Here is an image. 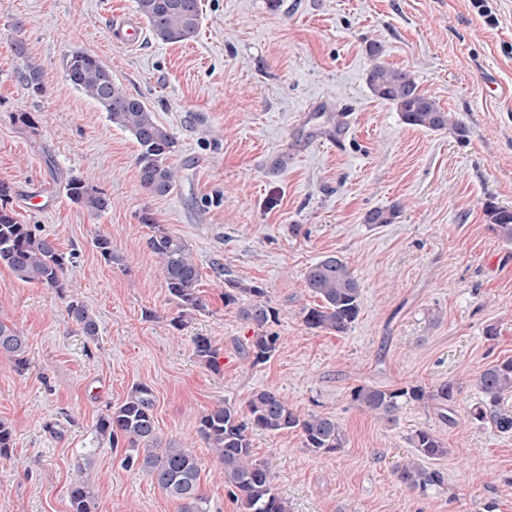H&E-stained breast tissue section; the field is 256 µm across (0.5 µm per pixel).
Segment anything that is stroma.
Listing matches in <instances>:
<instances>
[{"label": "stroma", "mask_w": 512, "mask_h": 512, "mask_svg": "<svg viewBox=\"0 0 512 512\" xmlns=\"http://www.w3.org/2000/svg\"><path fill=\"white\" fill-rule=\"evenodd\" d=\"M487 27L469 0H202L189 41L114 44V19L136 0H0V180L10 207L60 250L76 253L65 289L19 280L0 266V321L27 338L30 368L0 358V512H72V483L87 482L97 512H180L151 476L121 465L98 439L107 407L152 387L160 436L192 449L210 512H240L199 420L272 389L300 415L336 418L337 453H312L298 432H256L290 512H512V433L470 422L475 381L512 358V244L490 229L492 202L512 209V0H488ZM44 68L36 94L19 79L11 45ZM380 43V58L367 52ZM88 51L172 133L176 188L139 181L138 146L71 86L65 60ZM409 70L466 128L465 137L405 124L375 97V63ZM82 177L112 201L99 217L77 207L66 182ZM400 204L394 223H365ZM184 238L201 270L205 311L173 327L179 309L139 221ZM106 236L118 262L95 247ZM341 255L362 286L361 313L343 334L311 330L308 266ZM265 288L279 341L265 363L247 355L255 328L225 305V275ZM95 315L89 340L67 315L70 295ZM209 337L215 363L194 339ZM456 388L453 421L406 406L394 422L366 411L355 388ZM432 430L448 448L430 461L445 485L425 492L398 477Z\"/></svg>", "instance_id": "1"}]
</instances>
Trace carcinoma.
Returning <instances> with one entry per match:
<instances>
[{
  "instance_id": "carcinoma-1",
  "label": "carcinoma",
  "mask_w": 512,
  "mask_h": 512,
  "mask_svg": "<svg viewBox=\"0 0 512 512\" xmlns=\"http://www.w3.org/2000/svg\"><path fill=\"white\" fill-rule=\"evenodd\" d=\"M137 9L153 36L163 43H181L193 38L201 22V0H137ZM11 50L25 61L19 72L21 82L35 91L42 90L43 68L29 58L24 43L14 42ZM66 77L75 89L98 103L113 125L133 136L139 146L136 165L141 185L155 195L172 191L178 182V171L167 159L174 152L175 138L145 103L116 83L112 71L96 56L82 50L70 54ZM367 81L375 96L400 112L404 123L432 131L451 130L460 137L465 136L466 130L459 121L433 97L422 93L409 71L376 64L369 71ZM14 193L12 183L0 181V265L8 267L25 282L49 288L63 287V275L67 266L74 263V254L61 252L53 239L38 233L36 226L16 221L7 208ZM65 193L73 204L91 215L111 208L110 198L79 178L66 183ZM486 211L492 221V231L511 243L512 209L489 202ZM399 213L397 204L375 208L366 214L365 222L391 224ZM140 223L151 229L147 245L159 258L168 293L180 308L179 315L173 318V326L179 327L183 318L206 308L196 289L200 269L182 237L154 223L148 212L140 215ZM304 283L320 300L315 306L303 309L307 328L339 334L352 328L360 315L362 289L342 257L327 255L310 265L304 273ZM228 285L224 304L240 305L242 318L260 329L247 353L253 363H264L276 351L279 340V336L266 331V327L276 322L278 311L269 304L265 289L242 288L231 280ZM67 312L85 336L96 338L97 321L83 302L71 297ZM194 349L198 357L209 363L214 361L216 350L209 337H196ZM0 355L6 357L20 375L29 369L26 337L2 321ZM476 386L479 400L470 408L469 420L476 424L491 422L503 433L512 432V414L500 409L504 395L512 392V359L487 367L476 379ZM352 397L363 409L387 422L394 421L407 405L430 403L437 406L443 420L450 421L452 417L448 412L455 387L448 382L432 389L414 384L397 389L359 386ZM154 408L153 389L138 384L124 401L99 417L96 432L114 448L124 445V465L148 471L167 495L180 501V512H209L207 500L199 491L196 455L172 441L162 442L156 429ZM288 430L300 432L304 447L313 453L337 452L344 447V434L334 418L317 414L301 416L271 389L254 392L244 415L234 406L224 405L201 417L198 432L223 465L224 483L240 502L242 512H289L288 503L272 486L265 463L255 458L251 440L253 431L277 434ZM411 443L416 458L400 468V480L422 492L444 486L443 474L424 467L421 460L447 456L445 443L428 429L416 431ZM70 500L73 512H96L94 492L84 481L71 486Z\"/></svg>"
}]
</instances>
